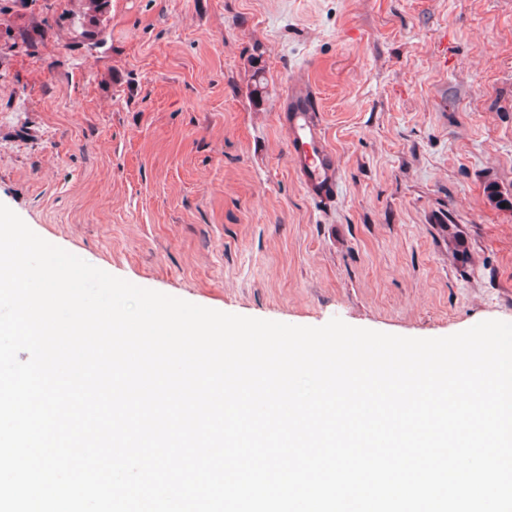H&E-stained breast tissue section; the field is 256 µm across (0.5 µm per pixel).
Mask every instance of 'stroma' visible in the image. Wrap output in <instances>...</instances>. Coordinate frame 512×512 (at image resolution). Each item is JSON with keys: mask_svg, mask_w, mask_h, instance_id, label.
Here are the masks:
<instances>
[{"mask_svg": "<svg viewBox=\"0 0 512 512\" xmlns=\"http://www.w3.org/2000/svg\"><path fill=\"white\" fill-rule=\"evenodd\" d=\"M300 78L327 203L278 120ZM491 184L512 199V0H0V203L137 286L406 337L512 322ZM316 94L304 80L290 86L279 111L288 129V155L307 194L329 201L336 192V157L318 120Z\"/></svg>", "mask_w": 512, "mask_h": 512, "instance_id": "obj_1", "label": "stroma"}]
</instances>
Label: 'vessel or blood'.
I'll return each instance as SVG.
<instances>
[{
	"instance_id": "obj_1",
	"label": "vessel or blood",
	"mask_w": 512,
	"mask_h": 512,
	"mask_svg": "<svg viewBox=\"0 0 512 512\" xmlns=\"http://www.w3.org/2000/svg\"><path fill=\"white\" fill-rule=\"evenodd\" d=\"M279 120L288 130V155L307 194L319 201L336 192V157L318 120L316 94L305 80L292 84Z\"/></svg>"
}]
</instances>
